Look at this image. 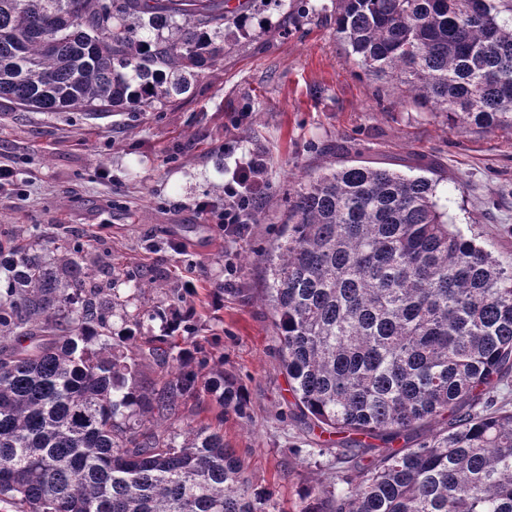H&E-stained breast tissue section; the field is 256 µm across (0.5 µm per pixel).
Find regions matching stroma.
Listing matches in <instances>:
<instances>
[{
	"instance_id": "35a3bbf8",
	"label": "stroma",
	"mask_w": 512,
	"mask_h": 512,
	"mask_svg": "<svg viewBox=\"0 0 512 512\" xmlns=\"http://www.w3.org/2000/svg\"><path fill=\"white\" fill-rule=\"evenodd\" d=\"M298 0H250L235 45L193 81L188 93L151 112H17L0 100V162L17 178L0 187V237L38 225L34 248L76 240L112 257V318L122 332L133 315L159 329L154 312L181 289L182 310L199 321L196 342L238 382L248 418L188 404L205 423L224 416L254 487L273 492L279 512L329 471L308 457L314 439L294 416L288 378L258 256L274 239L289 180L351 156L414 174L439 166V203L449 222L512 266V129L490 132L408 103L393 79L365 77L324 13L290 26ZM263 155L269 201L242 241L225 242L216 222L224 179L249 154ZM214 208L198 211V200Z\"/></svg>"
}]
</instances>
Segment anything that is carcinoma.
I'll return each instance as SVG.
<instances>
[{"mask_svg":"<svg viewBox=\"0 0 512 512\" xmlns=\"http://www.w3.org/2000/svg\"><path fill=\"white\" fill-rule=\"evenodd\" d=\"M331 4L366 76L392 74L450 120L512 128V0ZM238 21L230 0H0V100L151 112L224 56ZM424 168L351 159L298 180L263 255L293 406L336 446L299 512H512V410L492 399L512 375V267L448 223ZM24 233L0 241V503L279 512L220 428L163 427L190 400L247 417L205 346H181L195 321L175 302L160 333L113 335L83 245L32 253ZM143 361L160 377L129 385Z\"/></svg>","mask_w":512,"mask_h":512,"instance_id":"obj_1","label":"carcinoma"}]
</instances>
